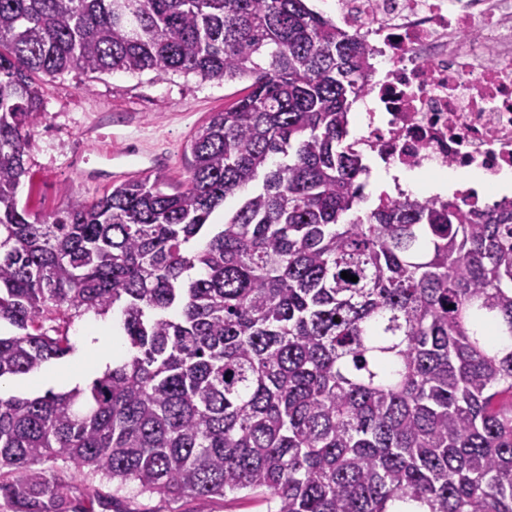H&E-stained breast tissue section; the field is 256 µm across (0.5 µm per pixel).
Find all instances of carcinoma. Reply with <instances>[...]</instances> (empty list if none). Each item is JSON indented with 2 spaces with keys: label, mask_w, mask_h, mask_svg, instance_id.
Segmentation results:
<instances>
[{
  "label": "carcinoma",
  "mask_w": 512,
  "mask_h": 512,
  "mask_svg": "<svg viewBox=\"0 0 512 512\" xmlns=\"http://www.w3.org/2000/svg\"><path fill=\"white\" fill-rule=\"evenodd\" d=\"M372 60L307 0H0V381L73 352L89 312L120 310L130 347L86 387L0 395L14 512H94L46 458L114 482L112 505L132 484L512 512V203L360 213L344 142ZM74 69L251 85L194 132L185 188L135 177L34 213L39 80Z\"/></svg>",
  "instance_id": "1"
}]
</instances>
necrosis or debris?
Listing matches in <instances>:
<instances>
[{
	"label": "necrosis or debris",
	"instance_id": "4bbe7bcc",
	"mask_svg": "<svg viewBox=\"0 0 512 512\" xmlns=\"http://www.w3.org/2000/svg\"><path fill=\"white\" fill-rule=\"evenodd\" d=\"M377 64L354 150L385 169L512 174V0H335Z\"/></svg>",
	"mask_w": 512,
	"mask_h": 512
}]
</instances>
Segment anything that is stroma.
I'll list each match as a JSON object with an SVG mask.
<instances>
[{"instance_id": "obj_1", "label": "stroma", "mask_w": 512, "mask_h": 512, "mask_svg": "<svg viewBox=\"0 0 512 512\" xmlns=\"http://www.w3.org/2000/svg\"><path fill=\"white\" fill-rule=\"evenodd\" d=\"M245 93L243 83L203 82L194 76L85 74L74 70L45 83V112L35 127L26 160L31 180L19 199L32 211L67 210L99 198L133 176L160 175L174 186L189 176L188 142L210 113L224 110ZM97 317L89 313L69 330L75 350L49 362L43 380L9 379L0 394L66 391L90 383L96 358L87 341ZM123 512H267L261 493L241 491L208 499H165L126 488Z\"/></svg>"}]
</instances>
